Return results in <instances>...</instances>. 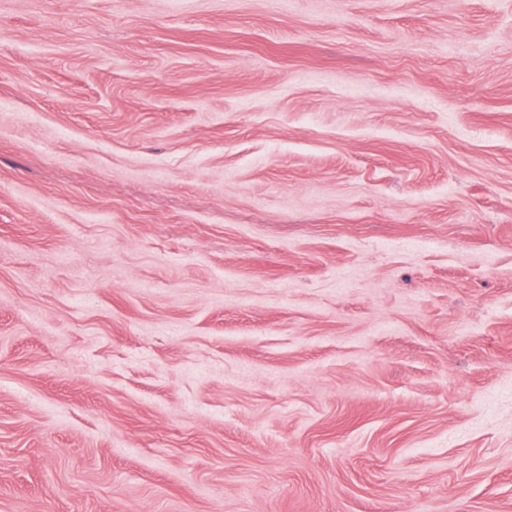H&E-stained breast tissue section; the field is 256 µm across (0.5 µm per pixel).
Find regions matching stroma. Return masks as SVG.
<instances>
[{"label": "stroma", "mask_w": 512, "mask_h": 512, "mask_svg": "<svg viewBox=\"0 0 512 512\" xmlns=\"http://www.w3.org/2000/svg\"><path fill=\"white\" fill-rule=\"evenodd\" d=\"M0 512H512V0H0Z\"/></svg>", "instance_id": "35a3bbf8"}]
</instances>
